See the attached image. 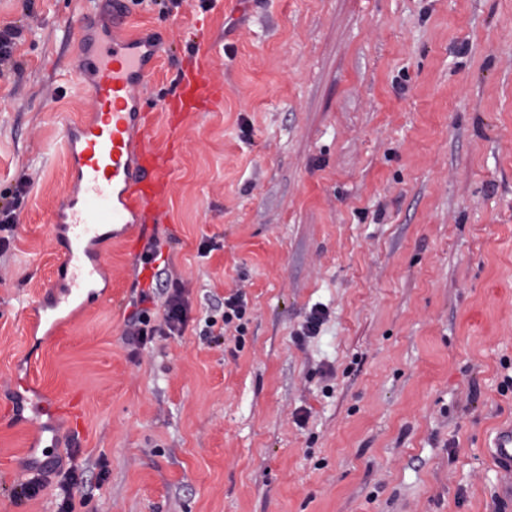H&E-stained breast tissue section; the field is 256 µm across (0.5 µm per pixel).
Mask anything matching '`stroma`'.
Wrapping results in <instances>:
<instances>
[{
	"mask_svg": "<svg viewBox=\"0 0 512 512\" xmlns=\"http://www.w3.org/2000/svg\"><path fill=\"white\" fill-rule=\"evenodd\" d=\"M88 7L107 24L112 0H0L29 28L0 81V199L31 182L0 256V512H58L71 466L74 512H512L491 448L512 424V0H126L157 43L149 97L197 65L221 98L153 114L161 257L100 240L60 308ZM160 266L188 322L136 351ZM237 292L244 318L204 334Z\"/></svg>",
	"mask_w": 512,
	"mask_h": 512,
	"instance_id": "obj_1",
	"label": "stroma"
}]
</instances>
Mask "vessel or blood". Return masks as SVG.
Wrapping results in <instances>:
<instances>
[{
    "label": "vessel or blood",
    "mask_w": 512,
    "mask_h": 512,
    "mask_svg": "<svg viewBox=\"0 0 512 512\" xmlns=\"http://www.w3.org/2000/svg\"><path fill=\"white\" fill-rule=\"evenodd\" d=\"M127 25V14L120 13L110 28L81 39L84 57L73 72L93 110L88 120L64 132L69 174L77 184L59 207L69 233L60 266L70 275L71 299L97 279L99 266L88 247L104 237L106 224L118 226V238L130 243L142 225L156 218L170 185V154L154 149L144 136L149 108L145 89L154 49L140 36L117 37V30ZM211 93L203 69L192 67L180 74L164 108L194 112ZM95 201L107 204L106 219L90 217L89 206ZM494 457L509 476L502 493L512 498V426L498 434Z\"/></svg>",
    "instance_id": "b4317fda"
}]
</instances>
